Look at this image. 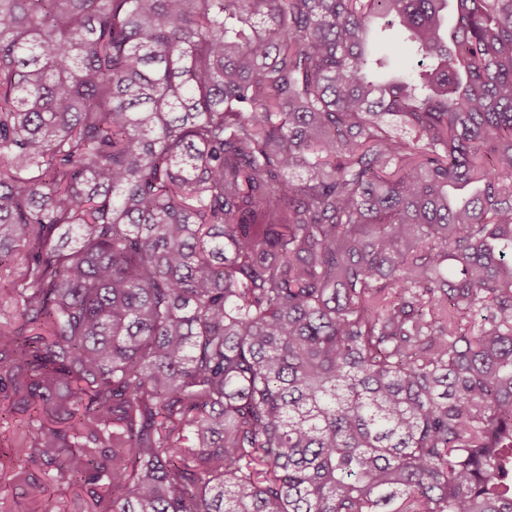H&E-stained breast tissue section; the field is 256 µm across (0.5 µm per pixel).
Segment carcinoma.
<instances>
[{"label":"carcinoma","mask_w":512,"mask_h":512,"mask_svg":"<svg viewBox=\"0 0 512 512\" xmlns=\"http://www.w3.org/2000/svg\"><path fill=\"white\" fill-rule=\"evenodd\" d=\"M6 274L36 510L512 512V0H0ZM374 58H383L387 67L375 69L379 75L407 70L414 62V50L395 29H387L374 40Z\"/></svg>","instance_id":"carcinoma-1"}]
</instances>
